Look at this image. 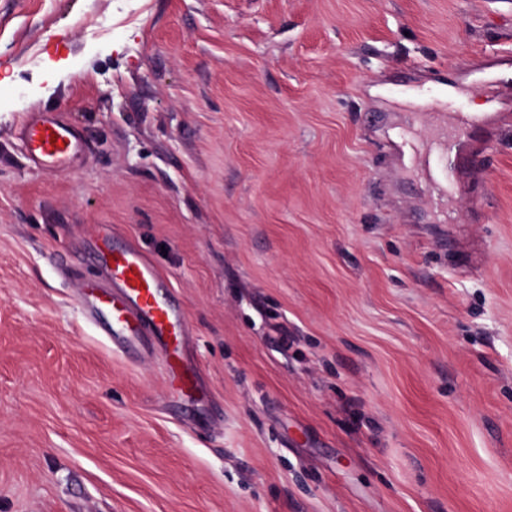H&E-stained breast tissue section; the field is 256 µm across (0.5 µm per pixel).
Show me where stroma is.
<instances>
[{"mask_svg":"<svg viewBox=\"0 0 512 512\" xmlns=\"http://www.w3.org/2000/svg\"><path fill=\"white\" fill-rule=\"evenodd\" d=\"M510 57L512 0H0V512H512ZM452 96L497 126L446 198L399 143ZM101 230L208 400L91 321ZM55 134L57 141L51 140ZM29 164L52 176L66 174L73 159L86 148L72 126L48 112H34L18 129Z\"/></svg>","mask_w":512,"mask_h":512,"instance_id":"1","label":"stroma"}]
</instances>
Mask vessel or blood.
<instances>
[{"label": "vessel or blood", "instance_id": "vessel-or-blood-1", "mask_svg": "<svg viewBox=\"0 0 512 512\" xmlns=\"http://www.w3.org/2000/svg\"><path fill=\"white\" fill-rule=\"evenodd\" d=\"M489 112L459 113L455 124L441 134L440 144L413 151L421 176L442 192H452L448 180V156L471 128L491 126ZM29 164L53 175L66 174L73 159L86 148L72 126L48 112H35L18 129ZM101 278L79 285L80 295L91 317H104L102 334L113 350L142 356L163 355L168 378L183 394H202L199 370L187 355L191 330L181 310L162 302L163 279L137 247L120 249L103 245L93 255Z\"/></svg>", "mask_w": 512, "mask_h": 512}]
</instances>
